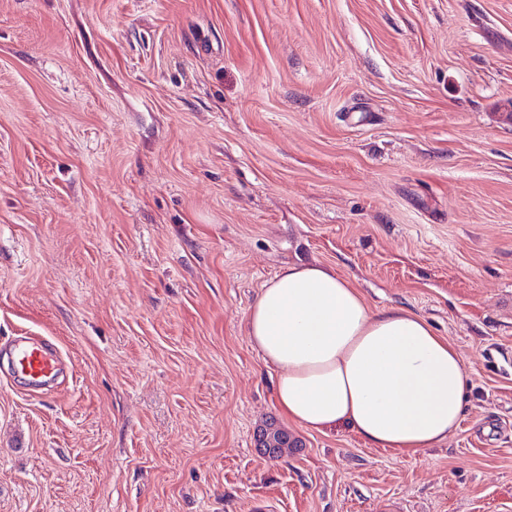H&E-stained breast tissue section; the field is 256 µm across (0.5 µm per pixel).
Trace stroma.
<instances>
[{
  "instance_id": "1",
  "label": "stroma",
  "mask_w": 512,
  "mask_h": 512,
  "mask_svg": "<svg viewBox=\"0 0 512 512\" xmlns=\"http://www.w3.org/2000/svg\"><path fill=\"white\" fill-rule=\"evenodd\" d=\"M511 102L512 0H0V512H512ZM286 262L455 344L444 443L280 414ZM27 339L22 337L10 347L13 374L31 386H40L54 375L57 357L45 344ZM259 441L263 448H272V456L280 455L285 445L288 448L290 444L288 433L273 424L262 430Z\"/></svg>"
}]
</instances>
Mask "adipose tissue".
Masks as SVG:
<instances>
[{"label":"adipose tissue","instance_id":"adipose-tissue-1","mask_svg":"<svg viewBox=\"0 0 512 512\" xmlns=\"http://www.w3.org/2000/svg\"><path fill=\"white\" fill-rule=\"evenodd\" d=\"M245 334L276 373L278 409L303 429L345 427L413 457L459 425L466 371L456 346L408 309L372 310L332 267L282 266Z\"/></svg>","mask_w":512,"mask_h":512}]
</instances>
